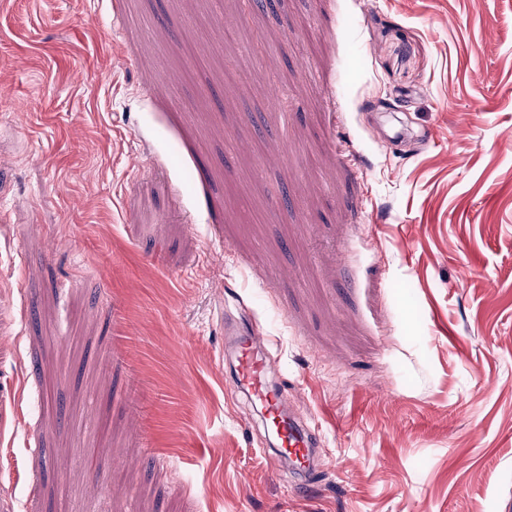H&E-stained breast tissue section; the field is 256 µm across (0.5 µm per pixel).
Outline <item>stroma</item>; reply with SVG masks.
Instances as JSON below:
<instances>
[{
	"instance_id": "obj_1",
	"label": "stroma",
	"mask_w": 512,
	"mask_h": 512,
	"mask_svg": "<svg viewBox=\"0 0 512 512\" xmlns=\"http://www.w3.org/2000/svg\"><path fill=\"white\" fill-rule=\"evenodd\" d=\"M236 14L0 0V512H512V0H274L247 69ZM252 329L245 336H225V350L232 355V381L238 391L256 406L274 443L261 450L276 468H289L292 473L307 476L315 471L317 439L311 426L303 422L288 406L280 386L268 377L269 341Z\"/></svg>"
}]
</instances>
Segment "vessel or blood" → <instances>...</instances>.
<instances>
[{
    "label": "vessel or blood",
    "mask_w": 512,
    "mask_h": 512,
    "mask_svg": "<svg viewBox=\"0 0 512 512\" xmlns=\"http://www.w3.org/2000/svg\"><path fill=\"white\" fill-rule=\"evenodd\" d=\"M225 349L234 361V386L253 401L270 429L274 443L264 449V456L275 467L290 468L293 474H311L317 466L316 435L289 406L281 387L270 381L268 339L253 330L226 337Z\"/></svg>",
    "instance_id": "obj_1"
}]
</instances>
